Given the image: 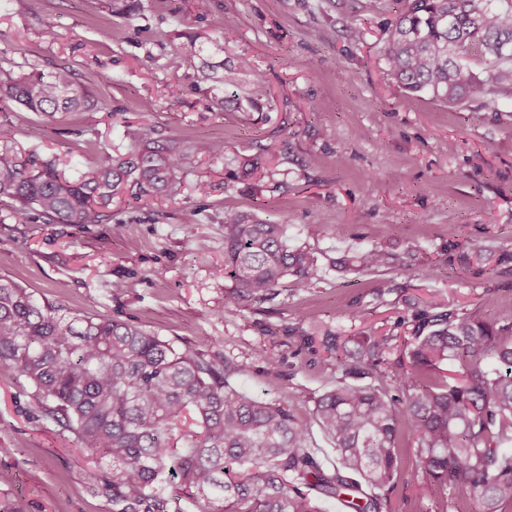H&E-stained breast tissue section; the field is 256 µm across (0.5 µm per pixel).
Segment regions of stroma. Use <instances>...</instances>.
Returning a JSON list of instances; mask_svg holds the SVG:
<instances>
[{"instance_id":"stroma-1","label":"stroma","mask_w":512,"mask_h":512,"mask_svg":"<svg viewBox=\"0 0 512 512\" xmlns=\"http://www.w3.org/2000/svg\"><path fill=\"white\" fill-rule=\"evenodd\" d=\"M398 9L397 0H212L202 15L195 0H0V72L65 66L94 100L89 111L50 117L0 100V133L23 153L74 174L100 146L127 151L133 125L159 145L223 141L226 157L193 159L168 197L123 192L100 224H48L34 209L18 220L0 199V275L39 302L119 318L204 354L230 367V386L248 398L294 401L331 468L334 445L313 417L337 377L314 341L321 330L394 325L417 294L486 321L512 315V262L472 277L448 250L461 241L512 253V95L451 108L403 91L383 56ZM189 34L195 51L176 53ZM239 56L270 89L263 113L219 109L223 87L200 78L203 65ZM199 180L210 181L209 195L195 194ZM228 208L284 224L289 244L325 266L323 279L290 278L265 300L226 309ZM314 221L329 234L309 237ZM386 242L413 247V271L329 268ZM351 309L359 321L348 320ZM89 468L29 383L0 365V512H112L89 491ZM479 508L468 493L440 509L400 481L385 512Z\"/></svg>"}]
</instances>
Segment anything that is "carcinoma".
Returning <instances> with one entry per match:
<instances>
[{
  "label": "carcinoma",
  "mask_w": 512,
  "mask_h": 512,
  "mask_svg": "<svg viewBox=\"0 0 512 512\" xmlns=\"http://www.w3.org/2000/svg\"><path fill=\"white\" fill-rule=\"evenodd\" d=\"M496 2L399 0L385 28L387 74L405 92L451 108L475 94L511 93L512 6ZM475 48L485 56L481 76L462 64ZM202 79L224 86L226 111L262 112L269 101L246 58L204 69ZM0 94L48 116L83 112L90 103L66 67L9 76ZM127 135V152L100 147L76 177L0 143V198L14 202L19 219L36 208L49 223L100 224L125 188L165 197L190 157L224 158L221 140L196 142L187 152L156 147L139 128ZM395 265L411 270L404 256L380 245L336 262L342 271ZM224 273L232 310L265 298L287 277L311 283L324 271L310 249L288 245L284 225L234 209L224 211ZM407 307L399 336L322 334L340 373L314 407L334 443L331 472L293 403L250 399L204 355L120 319L41 304L3 275L0 364L31 382L45 416L81 450L106 462L88 484L112 512H169L181 496L198 512H320L316 500L339 498L352 512H382L383 491L400 478L421 498L446 503L448 493L467 487L480 512H509L512 456L500 448L512 441V316L487 322L442 298ZM445 363L459 364L461 376L435 374ZM403 423L415 438L408 470L399 455Z\"/></svg>",
  "instance_id": "cac0c4a2"
}]
</instances>
